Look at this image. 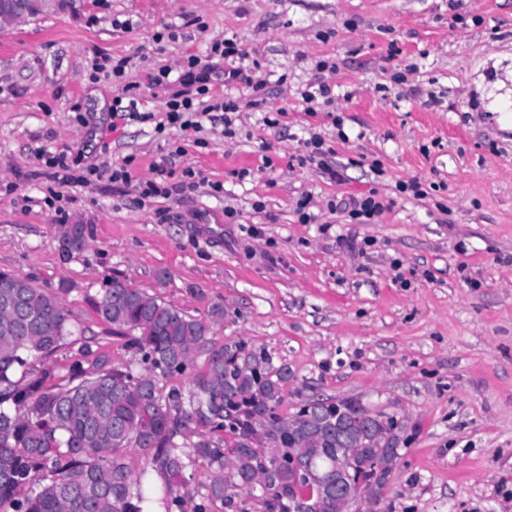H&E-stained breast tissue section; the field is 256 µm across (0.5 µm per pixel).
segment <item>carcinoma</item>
Here are the masks:
<instances>
[{
    "label": "carcinoma",
    "mask_w": 512,
    "mask_h": 512,
    "mask_svg": "<svg viewBox=\"0 0 512 512\" xmlns=\"http://www.w3.org/2000/svg\"><path fill=\"white\" fill-rule=\"evenodd\" d=\"M60 242L63 256L80 254L85 226L68 225ZM2 278L15 285V304H0V512H144L147 470L132 471L130 448L164 480L168 512H184L178 485L198 458L211 467L206 499L229 505L262 478L274 487L261 497L266 512H288V498L307 493L275 466L288 454L332 472L336 459L352 457V481L373 485L360 456L379 447L386 421L349 400L309 399L284 412L288 367L273 368L241 342L214 348L209 335L224 306L206 322L116 279L94 311L143 370L100 355L52 383L36 360L74 335L71 316L58 295L28 278L1 270ZM203 355L208 369L191 388L158 387L157 378L182 375ZM191 434L197 440L182 443Z\"/></svg>",
    "instance_id": "carcinoma-1"
}]
</instances>
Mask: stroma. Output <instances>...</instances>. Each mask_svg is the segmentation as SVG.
I'll return each instance as SVG.
<instances>
[{
    "instance_id": "stroma-1",
    "label": "stroma",
    "mask_w": 512,
    "mask_h": 512,
    "mask_svg": "<svg viewBox=\"0 0 512 512\" xmlns=\"http://www.w3.org/2000/svg\"><path fill=\"white\" fill-rule=\"evenodd\" d=\"M224 38L242 57L208 56ZM102 54L154 69L199 57L212 94L238 105L235 137L219 121L112 123L122 84L92 79ZM241 66L248 80L228 81ZM322 85L330 104L305 112L301 92ZM314 134L342 182L292 164ZM42 149L99 168L55 209ZM126 162L132 182H113ZM156 164L168 183L191 167L226 192L141 199ZM415 178L436 191L398 192ZM372 191L391 203L374 223L339 209ZM67 223L87 235L71 259ZM1 269L59 292L76 324L45 361L56 377L86 353L132 361L93 310L112 279L205 321L220 303L211 340L287 365L285 409L349 398L398 422L399 456L359 512H512V0H49L0 26ZM190 472L188 505L262 512L243 492L205 501L207 464Z\"/></svg>"
}]
</instances>
